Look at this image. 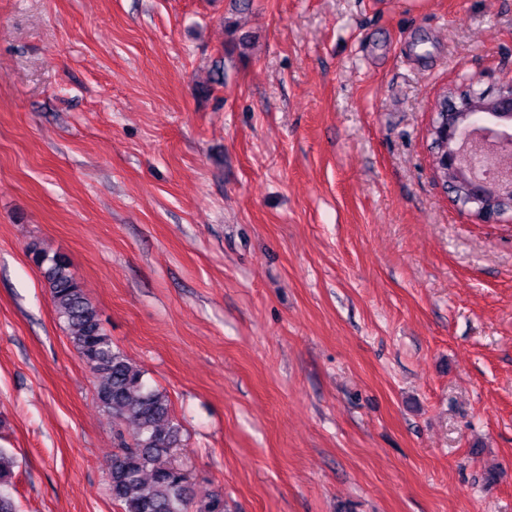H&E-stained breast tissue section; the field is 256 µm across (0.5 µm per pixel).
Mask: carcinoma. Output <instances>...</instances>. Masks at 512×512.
<instances>
[{"label": "carcinoma", "mask_w": 512, "mask_h": 512, "mask_svg": "<svg viewBox=\"0 0 512 512\" xmlns=\"http://www.w3.org/2000/svg\"><path fill=\"white\" fill-rule=\"evenodd\" d=\"M233 47L251 46L224 20ZM27 255L41 270L58 319L64 324L79 358L95 379L96 401L112 417L117 450L108 463L109 490L121 512H224V495L194 493L190 477L173 458L180 427L165 392L151 387L143 372L106 333L99 308L85 294L68 259L50 254L39 241ZM135 425L127 435L122 426ZM14 458L0 448V512H17L6 488L13 478Z\"/></svg>", "instance_id": "obj_1"}]
</instances>
